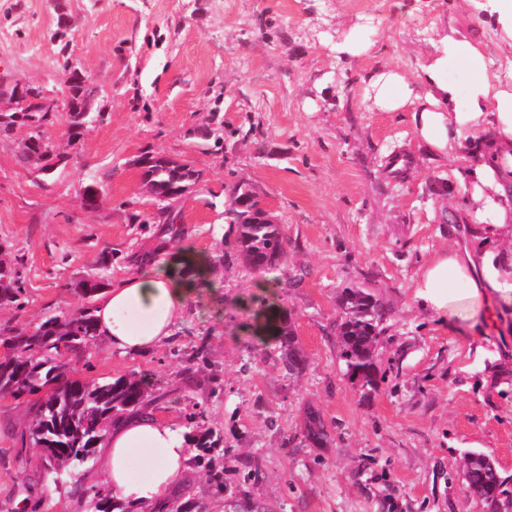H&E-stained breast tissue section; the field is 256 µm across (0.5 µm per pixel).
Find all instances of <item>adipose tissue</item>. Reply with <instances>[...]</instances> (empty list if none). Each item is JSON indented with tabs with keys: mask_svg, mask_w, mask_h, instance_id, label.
<instances>
[{
	"mask_svg": "<svg viewBox=\"0 0 512 512\" xmlns=\"http://www.w3.org/2000/svg\"><path fill=\"white\" fill-rule=\"evenodd\" d=\"M460 4L462 12L495 17V46L449 22L423 53L416 77L380 68L371 72L364 91L369 111H411L416 142L436 158L453 161L452 177L468 191L467 214L477 222L481 253H436L413 284L423 308L450 320L472 316L494 300L512 303V0ZM458 57L465 73L453 82L448 64ZM194 292L193 280L174 275L165 260L154 261L106 290L95 310L97 335L121 351H152L183 319ZM139 454L150 458L143 477L133 466ZM188 462L180 429L158 417L134 416L109 432L101 467L117 497L150 512Z\"/></svg>",
	"mask_w": 512,
	"mask_h": 512,
	"instance_id": "obj_1",
	"label": "adipose tissue"
}]
</instances>
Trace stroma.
<instances>
[{
  "mask_svg": "<svg viewBox=\"0 0 512 512\" xmlns=\"http://www.w3.org/2000/svg\"><path fill=\"white\" fill-rule=\"evenodd\" d=\"M76 20L69 56L98 83L103 121L71 144L64 121L44 129L63 170L38 173L24 131L0 136V255L16 258L22 308L0 310V327H32L86 306L75 288L112 255L107 283L133 273L158 245L159 225L131 222L152 208L134 160L143 152L190 159L199 180L168 225L170 248L223 253L183 320L154 351L124 353L92 339L70 366L79 377H143L177 427L201 406V429L218 448H191L185 475L209 512L208 481L228 454L258 459L253 497L277 512H486L465 491L464 454L483 452L505 481L512 512V304L494 303L445 322L413 298L416 271L437 251L474 247L473 221L448 215L464 200L451 165L413 139L411 112H370L363 81L378 67L414 75L459 0H63ZM372 41L350 59L331 47L355 25ZM52 0H0V75L66 89ZM102 189L96 214L81 205ZM248 184L286 236L279 265L250 273L224 250L230 190ZM294 280L288 290L278 281ZM264 288H256V281ZM374 289L389 308L377 352L376 390L349 380L338 355L339 288ZM287 308L306 359L291 376L274 343L249 327L270 306ZM197 383L183 372L198 348ZM219 395H211L214 383ZM29 396L0 397V512H90L85 488L105 476L98 459L52 483L20 437ZM323 415L333 442L310 447L304 410Z\"/></svg>",
  "mask_w": 512,
  "mask_h": 512,
  "instance_id": "stroma-1",
  "label": "stroma"
}]
</instances>
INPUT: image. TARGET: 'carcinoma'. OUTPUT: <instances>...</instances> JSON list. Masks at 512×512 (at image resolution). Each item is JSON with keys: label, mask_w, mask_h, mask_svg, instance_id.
Here are the masks:
<instances>
[{"label": "carcinoma", "mask_w": 512, "mask_h": 512, "mask_svg": "<svg viewBox=\"0 0 512 512\" xmlns=\"http://www.w3.org/2000/svg\"><path fill=\"white\" fill-rule=\"evenodd\" d=\"M97 81L90 75L71 79V111L63 116L75 135L96 123L94 112L85 111L96 100ZM37 112H6L0 119V133L16 125L39 123ZM195 171L164 157H150L142 180L154 192L170 197L185 192L194 181ZM233 197L246 208L259 205L256 194L247 184L234 187ZM239 256L254 272L274 269L284 254V231L279 224L263 221L230 224ZM25 294L18 267L0 260V305L14 304L20 309ZM341 311L336 324L339 357L349 377L365 389L378 387L376 347L388 315L379 294L371 288L347 286L336 294ZM294 322L285 309H275L271 336L278 344V360L288 374L304 367V357L295 335ZM95 336L93 308L87 306L70 314L49 315L33 328H11L5 345L9 352L0 358V395L33 396L36 423L21 443L41 451L50 476L63 475L85 465L107 428L130 413H153L162 396L148 391V383L120 377L114 381L90 382L67 375L69 357L81 355ZM303 437L314 448H326L331 435L321 413L310 408L305 414ZM226 468L210 473L215 495L223 498L224 512H273L263 501L251 496L249 485L259 477L256 462L237 455L227 457ZM238 475L235 485L224 482L225 470ZM466 489L481 498L489 512H498L502 479L495 463L478 451L468 453L465 470ZM94 512H140L135 503H122L108 486L102 484L83 490ZM153 512H207L195 499L189 484L180 485L167 499L155 505Z\"/></svg>", "instance_id": "1"}]
</instances>
